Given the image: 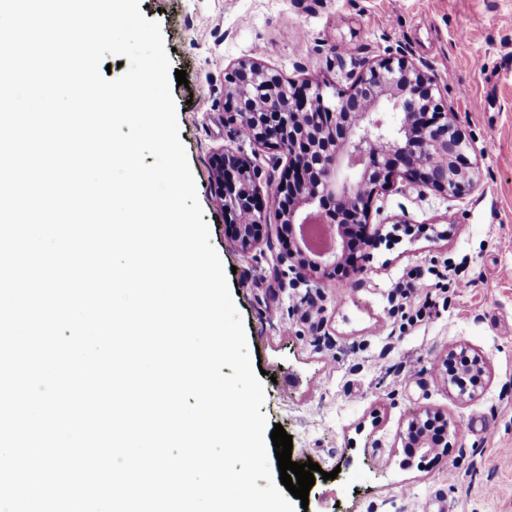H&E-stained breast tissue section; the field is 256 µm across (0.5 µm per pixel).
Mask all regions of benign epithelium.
Masks as SVG:
<instances>
[{
	"label": "benign epithelium",
	"instance_id": "obj_1",
	"mask_svg": "<svg viewBox=\"0 0 512 512\" xmlns=\"http://www.w3.org/2000/svg\"><path fill=\"white\" fill-rule=\"evenodd\" d=\"M435 77L409 60L386 58L357 73L346 90L325 101L312 82L288 81L262 65L241 64L225 77V105L237 128L251 127L253 142L281 152L288 169L272 195L259 177L235 156H214L215 181L224 210L236 217L235 239L257 246L266 225L260 198L271 205L288 198L279 211L291 231L326 219L335 239L329 253L309 257L297 246L296 269L314 272L336 266L348 234L371 243L369 202L402 174L460 198L478 185L477 166L468 158L471 143L443 111ZM413 425L406 447L425 455L435 443Z\"/></svg>",
	"mask_w": 512,
	"mask_h": 512
}]
</instances>
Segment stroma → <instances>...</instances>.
<instances>
[{"instance_id":"1","label":"stroma","mask_w":512,"mask_h":512,"mask_svg":"<svg viewBox=\"0 0 512 512\" xmlns=\"http://www.w3.org/2000/svg\"><path fill=\"white\" fill-rule=\"evenodd\" d=\"M140 10L186 73L171 88L179 138L251 363L265 371L262 411L291 435L292 461L336 474L316 479L307 512H512V0H140ZM342 44L353 54L337 56ZM400 55L435 75L473 144L477 188L452 199L394 178L370 202L380 238L359 271L296 273L272 208L260 245L242 249L212 157L232 154L273 185L286 161L237 135L226 73L258 62L345 89L365 63ZM408 282L420 302L403 309L395 292ZM454 348L485 362L462 396L443 365ZM424 410L459 434L411 458L404 436Z\"/></svg>"}]
</instances>
